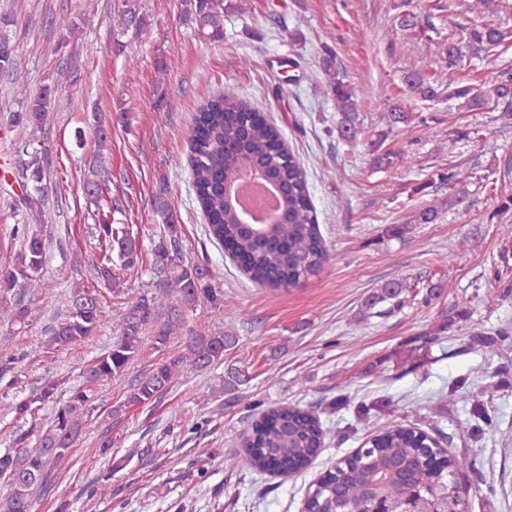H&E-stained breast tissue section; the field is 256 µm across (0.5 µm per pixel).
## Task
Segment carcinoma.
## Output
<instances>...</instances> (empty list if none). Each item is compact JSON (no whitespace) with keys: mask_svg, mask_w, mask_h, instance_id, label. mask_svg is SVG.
Segmentation results:
<instances>
[{"mask_svg":"<svg viewBox=\"0 0 512 512\" xmlns=\"http://www.w3.org/2000/svg\"><path fill=\"white\" fill-rule=\"evenodd\" d=\"M179 20L197 26L205 37L215 41L224 36V0H186ZM449 23L460 31V38L435 42V55L447 79H428L415 67L403 71L402 80L409 93L420 102L457 103L467 112H498L500 118L512 120V69L499 72L495 80L485 84L462 83L448 78L466 58L485 60L497 54L502 45L512 40V29L487 21L472 26L456 20ZM21 66V54L15 48L0 55V74L14 76ZM326 91L335 101L340 114L337 135L356 145L362 128L358 118V96L340 73L327 66ZM18 109L7 118L9 125H30L42 128L46 116L57 108L61 97L49 87L36 91L25 82H13ZM421 116L395 106L387 113L389 129L410 127ZM386 133L382 132L367 148L369 162L376 170H387L400 160L396 153L384 148ZM188 167L197 202L208 225L209 235L220 244H228L232 257L240 262L243 273L254 283L273 291H288L317 275L329 260V250L322 236L316 209L312 203L304 171L288 148L281 130L261 113L232 93L205 99L194 119L188 148ZM20 160L23 179L22 208H41L47 197L45 172L50 170L46 148L29 141L22 148ZM248 168L264 170L282 188L279 210L283 218L267 224L247 226L240 222V212L224 199V186L238 185ZM474 172L448 169L437 174L448 194L417 208L412 224H434L443 213L463 200L464 180ZM155 208L164 217L167 232L151 240L154 256L152 267L159 278L158 295H142L130 302L119 315L112 345L85 371L86 385L72 391L63 403L55 395L61 382L45 381L29 396L14 400L10 412L17 421L36 418L38 411L51 405L50 424L17 434V447L0 453V480L7 495L0 500V512H33L38 489L50 483L54 463L63 458L82 429L83 407L89 399L90 387L112 381L121 375L129 363L142 351L143 332L153 327L154 348H168L170 340L184 328L185 310L206 302L216 313L224 312V290L214 285L210 268L200 262H189L181 256L176 219L169 202L158 194ZM11 236L24 239L23 251L13 267L0 269V304L7 296L15 297L17 318L27 316V309L17 296L37 295V274L46 259V244L37 235L28 234L25 223H17ZM94 236L103 245L96 275L110 286L112 293L121 275L139 267L142 243L123 224L103 222L94 227ZM20 292H15L16 286ZM418 283L407 277H397L374 289L361 305L362 317L386 313V308H400L410 298H416ZM166 312L164 320L159 313ZM105 320L97 291L77 288L69 299L63 320L49 329L46 348L76 346L97 335ZM238 338L214 332L206 325L190 331L178 353L156 364L135 384L127 396L131 404L146 405L158 400L173 388L187 372H200L224 362ZM22 354L0 355V384L14 388ZM35 445L27 446L29 437ZM326 430L320 419L299 406H278L268 410L243 438V448L250 465L257 471L288 472V462L310 465L325 444ZM437 452L428 432L407 424L378 427L345 459L352 471L371 469L384 479V490L397 505L408 488L417 486L426 499L448 492L454 495L455 507L462 509L458 476L473 466L465 454L445 457L446 468L436 470L431 458ZM405 466V475H390L392 467ZM315 493L307 501L308 512H336L341 505L364 508L367 501L358 484L336 483L331 472H324L314 484Z\"/></svg>","mask_w":512,"mask_h":512,"instance_id":"1","label":"carcinoma"}]
</instances>
